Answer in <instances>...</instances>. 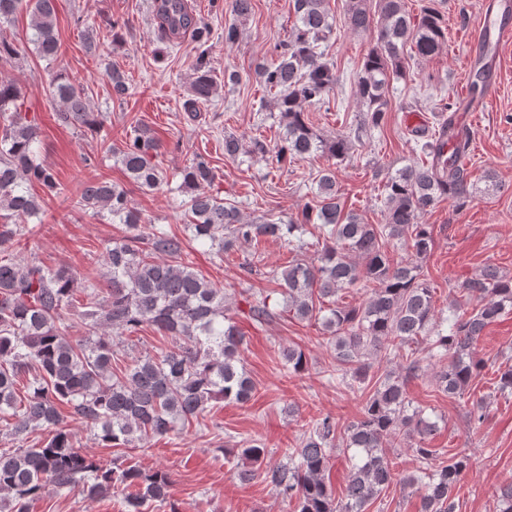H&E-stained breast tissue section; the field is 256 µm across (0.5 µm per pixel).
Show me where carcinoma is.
Here are the masks:
<instances>
[{"instance_id": "cac0c4a2", "label": "carcinoma", "mask_w": 512, "mask_h": 512, "mask_svg": "<svg viewBox=\"0 0 512 512\" xmlns=\"http://www.w3.org/2000/svg\"><path fill=\"white\" fill-rule=\"evenodd\" d=\"M347 23L355 33L377 28L374 47L364 58L357 77L365 106L363 125L377 126L388 109L390 81L404 76L403 49L428 59L445 43L439 11L429 6L414 18L404 0H377L372 13L367 0H345ZM21 9L30 17L28 42L45 59L58 56L55 0H0V24L11 22ZM297 25L288 41L276 46L275 62L258 70L275 106L286 120L280 144L255 138L248 147L235 137L224 138V156L236 158L269 154L281 162L321 151L344 159L351 138L338 134L324 139L306 122L307 108L330 103L337 84L336 68L324 56L322 44L335 23L327 0H293ZM158 31L171 41L191 33L198 41L210 33L205 19L187 9L184 0H155ZM216 86L210 71L197 67L187 110L212 101ZM59 105L60 122L81 127L99 123L83 90L61 77L51 85ZM23 101L17 84L0 77V422L7 436L24 438L37 427L50 437L40 448L0 450V507L27 512L30 502L54 491L82 487L90 498L114 489L127 492L126 512H143L159 502L169 512H183L171 499L167 472L151 473L135 465L107 467L74 446L59 407L94 432L108 447L136 448L149 438L166 436L202 415L214 402L245 404L256 385L242 358L243 333L224 314V289L200 275L189 261L184 241L155 226L144 230L141 217L126 190L107 179L84 185L77 205L92 214L124 225V235L110 241L102 252L103 282L87 279L59 267L6 255L15 238L30 235V220L41 204L31 192L37 182L57 189L52 172L37 163L33 145L40 127L21 113ZM451 106L438 137L415 142L426 156L421 164L406 166L385 184L386 222L366 224L345 210L336 188L335 171H323L317 180L314 203L305 207L302 221L283 224L272 219L246 222L233 203L212 193L215 167L202 155L183 170V186L191 191L186 201L194 240L222 254L235 244H256L274 237L291 244L300 240L305 224H320L327 240L316 259H293L281 270H264L251 260L240 268L244 277L262 276L282 288L289 309L301 320H317L329 333L336 350L337 379L349 388L364 383L379 353L388 360L406 352L400 370L375 384L361 416L342 428L326 415L304 434L293 449L297 463L266 466L263 477L279 494L295 500L294 512H366L368 506L395 479L396 472L384 448L389 438L413 435L425 440L437 422L412 405L407 384L432 362L440 364L435 378L450 398L463 395L487 368L473 356L484 329L512 311V278L493 264L462 282L460 288L479 300L472 311L453 315L448 328L436 323L434 288L423 278L421 266L395 260L387 245L398 241L419 258L432 250L430 227L419 223L422 214L448 198L464 204L470 198L469 171L461 159L472 143L470 130L455 125ZM162 144L146 129L128 137L121 162L129 178L148 189L163 180L154 163ZM366 289L358 306L342 302L340 293ZM83 295L82 318L100 332L92 342H77L58 326L62 311L73 305L75 292ZM256 327L275 319L268 297L248 302ZM152 326L175 339V346L160 355L149 353L131 361L123 371H112L120 337ZM288 369H306L305 354L295 348L282 351ZM32 372L25 395L17 377ZM351 450L352 466L343 498L333 496L327 480L333 448ZM471 467V457L458 453L434 466L424 484L420 512H456L454 491Z\"/></svg>"}]
</instances>
